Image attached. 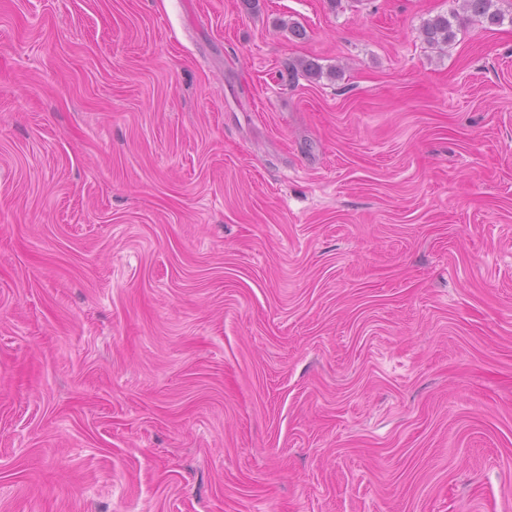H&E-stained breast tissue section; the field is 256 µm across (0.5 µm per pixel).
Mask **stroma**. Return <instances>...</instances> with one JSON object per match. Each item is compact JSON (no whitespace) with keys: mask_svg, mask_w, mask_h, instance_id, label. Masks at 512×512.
<instances>
[{"mask_svg":"<svg viewBox=\"0 0 512 512\" xmlns=\"http://www.w3.org/2000/svg\"><path fill=\"white\" fill-rule=\"evenodd\" d=\"M461 5L0 0V512H512V0ZM465 10L473 16L482 18L489 25L503 23L504 16L497 9H493L494 0H464ZM423 31L426 41L431 45H447L456 36L453 25L446 15H437L429 19Z\"/></svg>","mask_w":512,"mask_h":512,"instance_id":"1","label":"stroma"}]
</instances>
